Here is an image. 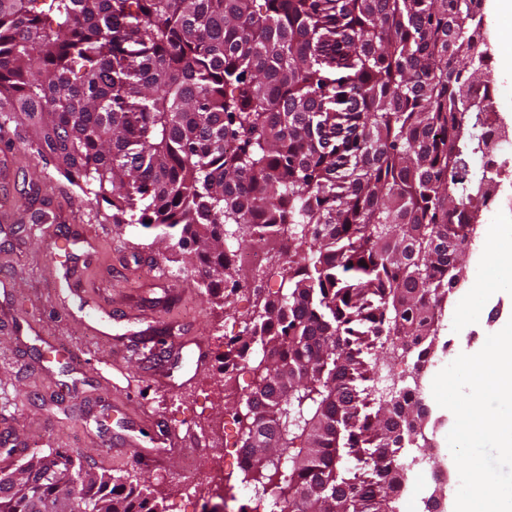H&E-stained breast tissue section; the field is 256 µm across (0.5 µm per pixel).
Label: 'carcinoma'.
Instances as JSON below:
<instances>
[{
    "label": "carcinoma",
    "instance_id": "1",
    "mask_svg": "<svg viewBox=\"0 0 512 512\" xmlns=\"http://www.w3.org/2000/svg\"><path fill=\"white\" fill-rule=\"evenodd\" d=\"M483 0H0V122L114 224H149L212 294L224 253L288 239L224 372L248 464L226 481L264 512H385L398 450L422 425L417 387L361 398V340L421 359L492 196L482 128L497 82ZM354 458L365 472L346 464ZM37 460L0 512L69 485ZM92 512H166L104 471Z\"/></svg>",
    "mask_w": 512,
    "mask_h": 512
}]
</instances>
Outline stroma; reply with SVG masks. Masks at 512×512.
I'll list each match as a JSON object with an SVG mask.
<instances>
[{"instance_id": "35a3bbf8", "label": "stroma", "mask_w": 512, "mask_h": 512, "mask_svg": "<svg viewBox=\"0 0 512 512\" xmlns=\"http://www.w3.org/2000/svg\"><path fill=\"white\" fill-rule=\"evenodd\" d=\"M485 234L462 258L465 281L448 296L420 395L431 415L430 445L402 449L406 481L399 512H424L423 500L445 489L453 512L459 475L447 444L453 413L432 395L435 375L460 354L481 350L512 317V265L484 261ZM152 229L116 224L112 208L69 184L49 155L34 153L14 124L0 127V477L29 456L60 451L126 483L149 485L169 512H201L213 487L190 458L225 455L230 420L222 355L249 321L260 280L243 281L221 300L207 296L171 262ZM473 315L461 319L458 306ZM173 325L166 343H183L182 360L153 369L147 328ZM209 349L196 367V341ZM172 429L190 430L158 446ZM158 449L142 465L136 448Z\"/></svg>"}]
</instances>
